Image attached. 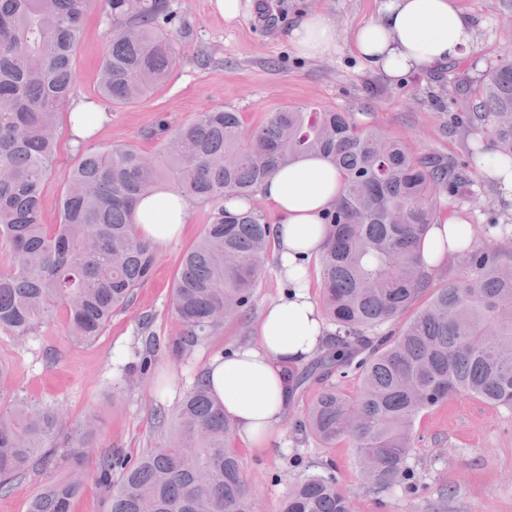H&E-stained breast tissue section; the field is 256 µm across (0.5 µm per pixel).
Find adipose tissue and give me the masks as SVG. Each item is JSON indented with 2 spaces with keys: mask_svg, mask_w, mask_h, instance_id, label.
Masks as SVG:
<instances>
[{
  "mask_svg": "<svg viewBox=\"0 0 512 512\" xmlns=\"http://www.w3.org/2000/svg\"><path fill=\"white\" fill-rule=\"evenodd\" d=\"M288 42L302 57H325L336 49V25L325 13L309 12L290 29ZM349 42L368 68L395 81L466 56L475 46V30L454 0H382L378 18L352 30ZM342 187V175L334 166L322 157L307 156L277 170L259 189V197L280 217L275 236L278 273L289 290L265 307L254 342L205 367L212 394L237 434L251 445L266 444L283 425L289 406L283 364L311 358L329 339L310 291L307 261L324 247V216ZM189 208V200L178 191H158L137 204L136 231L154 245H167L183 233ZM472 241L463 219L438 218L423 241L426 272L440 268L461 243Z\"/></svg>",
  "mask_w": 512,
  "mask_h": 512,
  "instance_id": "1",
  "label": "adipose tissue"
}]
</instances>
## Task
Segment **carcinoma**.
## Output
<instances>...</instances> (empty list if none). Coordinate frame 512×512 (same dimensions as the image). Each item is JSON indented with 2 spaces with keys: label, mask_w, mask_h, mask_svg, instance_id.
I'll return each instance as SVG.
<instances>
[{
  "label": "carcinoma",
  "mask_w": 512,
  "mask_h": 512,
  "mask_svg": "<svg viewBox=\"0 0 512 512\" xmlns=\"http://www.w3.org/2000/svg\"><path fill=\"white\" fill-rule=\"evenodd\" d=\"M96 3L114 31L99 70L104 99L134 103L180 61L168 0H0V245L8 258L0 328L24 338L62 312L71 342L99 336L151 277L157 248L138 236L133 214L138 200L165 187L214 210L174 282L172 348L197 344L252 310L274 233L255 213L259 185L318 155L344 179L318 256L322 309L334 331L315 358L283 371L292 394L322 384L298 431L327 448L350 442L362 487L386 492L411 476L422 411L454 394L512 410V254L468 247L456 254L461 277L432 292L422 254L442 194L471 193L467 169L486 150L512 157L511 53L457 87L466 111L454 123L476 135L466 161L418 156L354 113L317 104L271 112L251 130L237 112L204 111L175 129L160 121L153 154L128 144L84 150L64 176L59 222L49 226L41 197L69 110L81 25ZM229 198L244 210H224ZM409 310L399 328L383 331ZM351 375L360 382L353 396L331 381ZM8 378L0 368V493L51 458L63 426L61 412L15 396ZM233 433L198 378L154 448L134 461L101 459L106 512H252ZM93 434L88 418L68 436L69 471L46 482L27 512H71L86 482L79 453ZM277 512H352V500L326 467L296 482Z\"/></svg>",
  "instance_id": "1"
}]
</instances>
